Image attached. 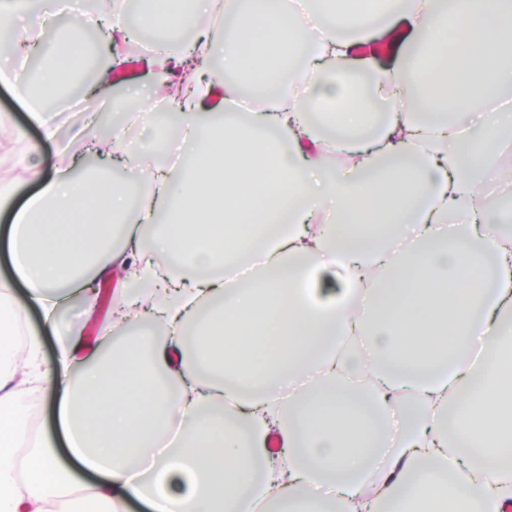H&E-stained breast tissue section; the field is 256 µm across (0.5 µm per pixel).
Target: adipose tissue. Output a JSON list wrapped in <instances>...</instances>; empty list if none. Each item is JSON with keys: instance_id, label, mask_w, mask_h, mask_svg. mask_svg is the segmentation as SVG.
<instances>
[{"instance_id": "adipose-tissue-1", "label": "adipose tissue", "mask_w": 512, "mask_h": 512, "mask_svg": "<svg viewBox=\"0 0 512 512\" xmlns=\"http://www.w3.org/2000/svg\"><path fill=\"white\" fill-rule=\"evenodd\" d=\"M442 3L235 0L203 45L260 88L244 114L226 107L234 83L184 84L172 54L154 55L150 82L123 90L140 148L160 149L150 101L170 85L191 151L153 171L148 205L109 178L45 176L24 147L40 188L0 232V512L512 507V207L482 198L512 154V0ZM216 7L150 0L145 22L174 37ZM101 25L124 16L69 26L42 86L74 74ZM391 32L385 63L375 44ZM133 213L160 232L128 236ZM116 269L108 346L74 373L62 291L93 300ZM319 271L344 284L335 302L303 289ZM18 285L62 339L36 376L59 396L54 438L29 439L13 384Z\"/></svg>"}]
</instances>
